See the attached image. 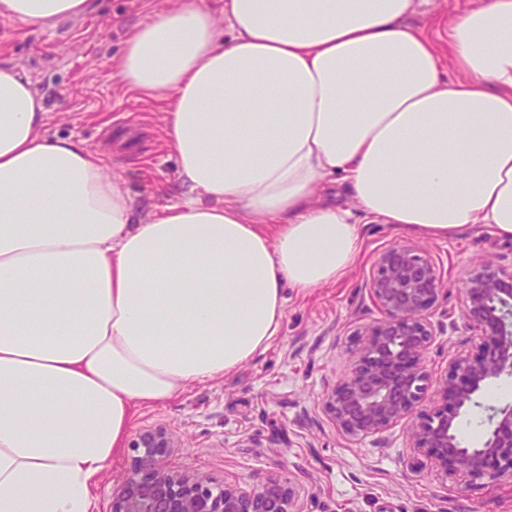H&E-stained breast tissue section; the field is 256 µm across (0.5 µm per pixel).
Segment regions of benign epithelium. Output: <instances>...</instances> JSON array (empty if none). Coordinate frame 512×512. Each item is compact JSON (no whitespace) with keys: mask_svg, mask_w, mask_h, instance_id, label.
I'll return each mask as SVG.
<instances>
[{"mask_svg":"<svg viewBox=\"0 0 512 512\" xmlns=\"http://www.w3.org/2000/svg\"><path fill=\"white\" fill-rule=\"evenodd\" d=\"M369 290L383 318L359 332L348 373L322 398L336 430L353 439L409 418L427 395L431 375L424 354L434 336L431 316L442 277L427 252L400 241L378 256ZM464 315L479 343L451 360L436 385L437 404L412 424L411 444L443 474L476 481L512 470V402L487 407L488 428L477 445L463 444L457 434L462 412L482 406V390L512 377V271L485 263L472 273ZM179 447L164 428L137 431L127 445L130 468L113 490L109 512H295L294 488L281 474L251 486L215 487L170 466Z\"/></svg>","mask_w":512,"mask_h":512,"instance_id":"1","label":"benign epithelium"}]
</instances>
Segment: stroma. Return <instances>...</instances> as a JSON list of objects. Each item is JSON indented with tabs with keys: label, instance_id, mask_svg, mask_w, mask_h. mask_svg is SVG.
<instances>
[{
	"label": "stroma",
	"instance_id": "stroma-1",
	"mask_svg": "<svg viewBox=\"0 0 512 512\" xmlns=\"http://www.w3.org/2000/svg\"><path fill=\"white\" fill-rule=\"evenodd\" d=\"M165 2L94 0L91 13L45 29L0 19V64L15 67L42 96L45 134L74 136L103 152L147 212L183 193L162 130L163 107L114 83L109 64L134 26ZM330 193L359 229L347 274L303 293L285 289L282 331L265 350L221 380L138 408L133 429H167L181 443L171 466L217 485L283 473L297 489L300 512H512V471L467 483L423 463L409 422L356 441L341 435L322 408L324 392L348 372L357 333L382 317L368 280L387 246L412 242L441 273L444 291L425 353L437 379L477 343L463 315L469 273L486 262L511 269L512 239L489 224L424 237L364 216L344 183Z\"/></svg>",
	"mask_w": 512,
	"mask_h": 512
}]
</instances>
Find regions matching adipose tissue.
Masks as SVG:
<instances>
[{
	"instance_id": "adipose-tissue-1",
	"label": "adipose tissue",
	"mask_w": 512,
	"mask_h": 512,
	"mask_svg": "<svg viewBox=\"0 0 512 512\" xmlns=\"http://www.w3.org/2000/svg\"><path fill=\"white\" fill-rule=\"evenodd\" d=\"M418 1L155 10L112 78L164 101L187 192L142 219L0 65V512H91L136 405L224 378L279 336L283 287L345 273L358 230L322 186L346 181L383 224L512 239V0L424 29L406 22ZM91 9L0 0L33 27Z\"/></svg>"
}]
</instances>
